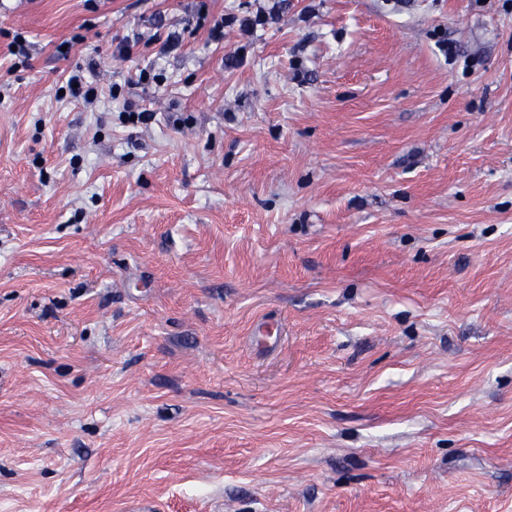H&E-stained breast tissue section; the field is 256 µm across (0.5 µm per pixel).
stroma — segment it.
I'll return each mask as SVG.
<instances>
[{
	"label": "stroma",
	"instance_id": "obj_1",
	"mask_svg": "<svg viewBox=\"0 0 512 512\" xmlns=\"http://www.w3.org/2000/svg\"><path fill=\"white\" fill-rule=\"evenodd\" d=\"M276 2L0 0V512H512V0ZM74 84H78V87H74ZM66 87L72 97L82 98L84 101L95 100L98 95V87L86 81L79 71L70 74L66 80Z\"/></svg>",
	"mask_w": 512,
	"mask_h": 512
}]
</instances>
